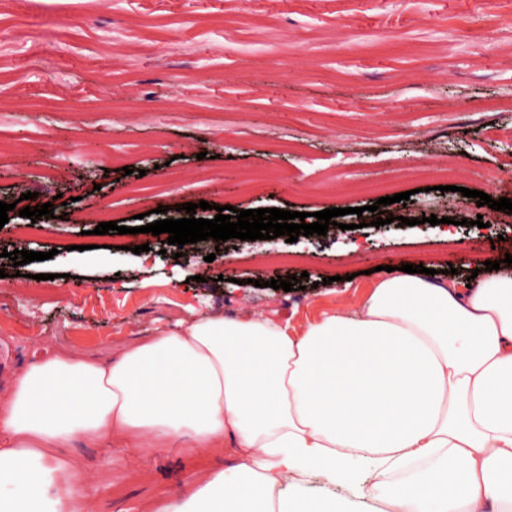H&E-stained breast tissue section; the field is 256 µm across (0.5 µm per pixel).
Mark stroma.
Instances as JSON below:
<instances>
[{"label": "stroma", "instance_id": "stroma-1", "mask_svg": "<svg viewBox=\"0 0 512 512\" xmlns=\"http://www.w3.org/2000/svg\"><path fill=\"white\" fill-rule=\"evenodd\" d=\"M512 0H0V390L15 370L55 352L108 360L154 329L214 310L302 322L356 310L378 266H454L470 277L479 249L512 242V213L462 189L512 199V62L502 38ZM288 151H278L280 141ZM456 158L457 191L422 192L412 165ZM266 176L248 192L247 173ZM360 185L410 192L374 227ZM34 192L58 224L20 238L12 204ZM317 212L344 209L326 235L209 242L178 249L166 235L132 233L155 202ZM362 215H354V208ZM457 222L443 239L428 216ZM483 217L489 227L473 224ZM127 229L95 234L97 221ZM141 253H133V246ZM53 251L17 267L14 250ZM232 281H223V273ZM26 274L44 287L22 292ZM302 275L303 287L269 280ZM86 284L73 295L69 276ZM95 512H142L177 501L190 476L223 458L180 447L73 443Z\"/></svg>", "mask_w": 512, "mask_h": 512}]
</instances>
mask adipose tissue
Segmentation results:
<instances>
[{
    "instance_id": "obj_1",
    "label": "adipose tissue",
    "mask_w": 512,
    "mask_h": 512,
    "mask_svg": "<svg viewBox=\"0 0 512 512\" xmlns=\"http://www.w3.org/2000/svg\"><path fill=\"white\" fill-rule=\"evenodd\" d=\"M230 459L153 512H512V275L387 276L301 325L210 314L0 399V512H83L74 440Z\"/></svg>"
}]
</instances>
